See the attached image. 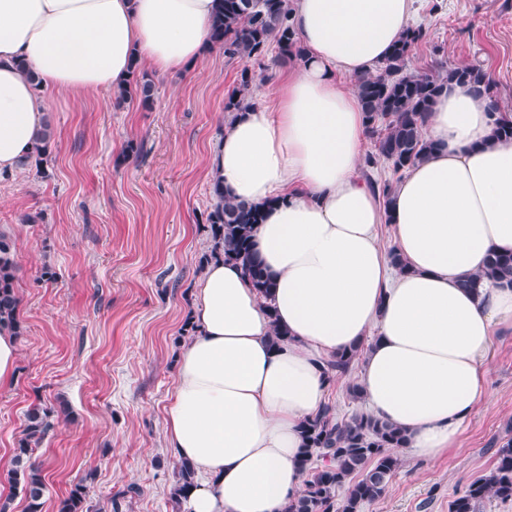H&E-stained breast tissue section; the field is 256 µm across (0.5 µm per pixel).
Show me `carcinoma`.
I'll use <instances>...</instances> for the list:
<instances>
[{"label": "carcinoma", "instance_id": "obj_1", "mask_svg": "<svg viewBox=\"0 0 512 512\" xmlns=\"http://www.w3.org/2000/svg\"><path fill=\"white\" fill-rule=\"evenodd\" d=\"M290 15L288 0H216L209 41L211 46L223 49L224 56L230 59L263 57L272 41L281 55L297 58L302 47ZM423 37L422 28H410L379 64L376 73L355 79L368 121V138L374 143V153L365 159L369 167L381 158L400 172L435 148L422 136V128L436 97L450 82L489 98L491 112L496 115V139L512 143V119L500 113L491 95V82L480 65L455 66L437 74L407 72L412 51ZM254 82V75L243 72L236 89L224 100V112L237 111L250 98ZM113 96L118 104L137 99L143 108L149 109L154 100V85L149 74L135 62L126 86ZM51 143L52 131L47 124L33 151L38 163L48 160ZM211 196L214 204L206 218L212 238L210 256L239 264L257 293L269 298L275 283L252 247L254 228L262 219L261 208L224 194V187L217 180L211 183ZM15 256V241L0 232V328H10L18 337L25 328L19 312ZM484 278L512 284V254H492L483 273L466 279L463 286L475 291ZM360 355L361 348L356 347L334 356L326 362L328 374L332 378L347 374ZM52 416L53 411L46 408H30L14 448L7 479L13 493L22 495L26 501V512H43L47 489L44 467L33 459V452L53 429ZM301 429L303 448L299 465L306 476L304 490L285 512H362L364 506L385 494L400 464L396 450L406 447V436L398 427L364 413L341 419L330 404L304 420ZM195 486L194 467L180 461L173 498L183 502ZM343 486L347 492L339 501L336 492ZM490 499L512 502V439L495 450L489 474L474 479L457 495L449 504V512H481ZM58 512H90L83 482L74 484L60 500Z\"/></svg>", "mask_w": 512, "mask_h": 512}]
</instances>
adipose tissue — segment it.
Masks as SVG:
<instances>
[{"label":"adipose tissue","mask_w":512,"mask_h":512,"mask_svg":"<svg viewBox=\"0 0 512 512\" xmlns=\"http://www.w3.org/2000/svg\"><path fill=\"white\" fill-rule=\"evenodd\" d=\"M414 2L290 0L303 57L225 119L212 174L263 205L254 250L275 287L262 298L217 257L193 290L196 334L165 409L169 448L202 474L188 512H282L299 497L300 424L326 402L333 355L365 346L366 410L404 429L415 459L458 447L482 400L494 333L512 329V287L461 283L491 253H512V143L494 138L487 100L451 83L422 130L434 151L389 199L360 174L367 120L351 81L412 27ZM213 12L214 0H0V173L32 152L40 89L109 93L136 60L191 68ZM275 323L288 332L276 347Z\"/></svg>","instance_id":"adipose-tissue-1"}]
</instances>
